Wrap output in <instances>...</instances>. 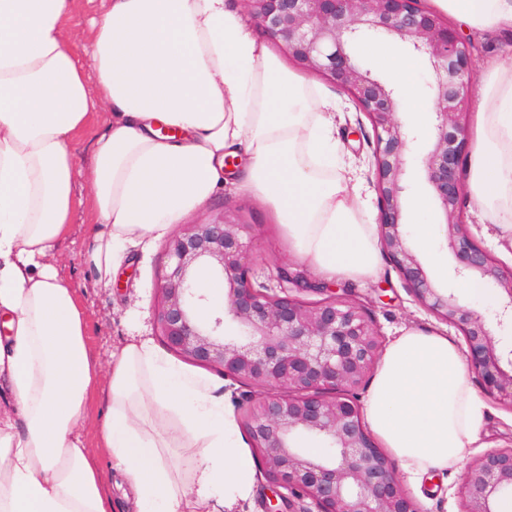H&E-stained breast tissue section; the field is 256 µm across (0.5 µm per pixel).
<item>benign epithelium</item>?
I'll use <instances>...</instances> for the list:
<instances>
[{
  "label": "benign epithelium",
  "mask_w": 512,
  "mask_h": 512,
  "mask_svg": "<svg viewBox=\"0 0 512 512\" xmlns=\"http://www.w3.org/2000/svg\"><path fill=\"white\" fill-rule=\"evenodd\" d=\"M254 24L303 72L340 87L376 133L375 188L380 245L415 300L457 328L469 369L485 393L512 407V348L498 332L512 327V268L507 269L459 220L467 154L464 122L470 51L461 32L421 0H243ZM398 40L425 57L432 121L420 165L424 191L448 227L454 266L446 284L429 275L406 231L418 136L404 130L402 88L376 77L360 56L364 37ZM251 225L225 211L180 225L165 245L153 316L172 352L257 389L242 417L261 474L274 490L265 512H418L394 465L368 430L357 399L377 366L381 336L348 294L286 267L283 294L255 282L245 238ZM224 281V306L203 319L208 302L195 288L201 270ZM482 282L498 295L484 314L460 302L452 283ZM316 295L315 301L304 299ZM312 436L328 445L302 447ZM461 512H500L512 497V448L490 449L468 465Z\"/></svg>",
  "instance_id": "benign-epithelium-1"
}]
</instances>
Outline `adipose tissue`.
<instances>
[{
    "instance_id": "1",
    "label": "adipose tissue",
    "mask_w": 512,
    "mask_h": 512,
    "mask_svg": "<svg viewBox=\"0 0 512 512\" xmlns=\"http://www.w3.org/2000/svg\"><path fill=\"white\" fill-rule=\"evenodd\" d=\"M470 26L512 27V0H438ZM72 0H0V512H112L80 418L96 383L86 321L50 256L74 208L72 146L105 113L88 170L98 231L86 255L99 282L128 245H151L224 186V159L245 147L241 187L271 205L301 259L324 280L364 282L379 270V241L356 190L336 180V140L299 79L283 71L224 0H108L86 48L92 73L66 37ZM368 53L424 114L420 60L385 44ZM466 170L469 199L512 243V65L484 75ZM178 129L164 136L157 123ZM101 440L138 512L230 505L253 490L224 402L127 342L108 367ZM193 434L191 483L166 463L164 439L144 428L155 406ZM367 421L410 476L462 469L480 437L484 405L466 361L439 333L405 330L382 353Z\"/></svg>"
}]
</instances>
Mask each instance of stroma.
I'll return each mask as SVG.
<instances>
[{"label": "stroma", "mask_w": 512, "mask_h": 512, "mask_svg": "<svg viewBox=\"0 0 512 512\" xmlns=\"http://www.w3.org/2000/svg\"><path fill=\"white\" fill-rule=\"evenodd\" d=\"M106 0H74L69 21L71 47L78 60H85L83 46L92 23L104 11ZM461 32L471 46L472 90L467 106L475 112L483 75L495 66L512 63V30L479 29L462 26ZM305 80L311 96L325 95L336 107L332 111V132L336 138L340 159L336 164L337 178L359 187L366 202L365 220L376 223L379 199L374 186L372 170L375 134L373 128L356 107L352 98L324 79L309 74ZM104 117L94 114L85 134L75 143L77 173L73 183L74 210L66 236L53 251L60 278L74 291L85 312L86 344L92 364L98 373V385L90 394L82 418V430L87 450L99 463L102 480L115 512H133V497L122 478L112 471L102 447L100 429L108 413L105 398L107 367L113 352L133 336L150 341L161 358L181 367L206 382L213 394L223 397L225 407L232 415L257 391L237 383L213 368L195 364L170 351L157 336L152 320L155 285L158 272L166 257L163 242L151 247H128L116 281L106 288L98 283L86 267L84 258L90 248L96 226L95 216L88 204V185L84 177L91 163L93 142L103 129ZM234 210L241 223L251 225L253 239L249 259L258 282L276 286L277 270L289 266L295 271H306L307 266L294 253L291 242L270 207L261 205L252 196L226 184L223 192L200 207L193 215L195 221L206 222L223 210ZM350 298L363 304L372 324L383 342H390L402 330L436 331L448 336L456 345L464 339L457 329L449 326L415 300L403 279L388 259H381L380 272L364 283H347ZM476 395L485 406V420L480 440L472 448V456H479L491 448L512 447V409L485 396L478 378H471ZM149 431L174 435L166 460L175 465L182 480H190L195 465L190 438L176 417L164 409H155ZM462 474L450 471L431 473L422 480L400 475L405 491L414 498L420 512H459Z\"/></svg>", "instance_id": "35a3bbf8"}]
</instances>
